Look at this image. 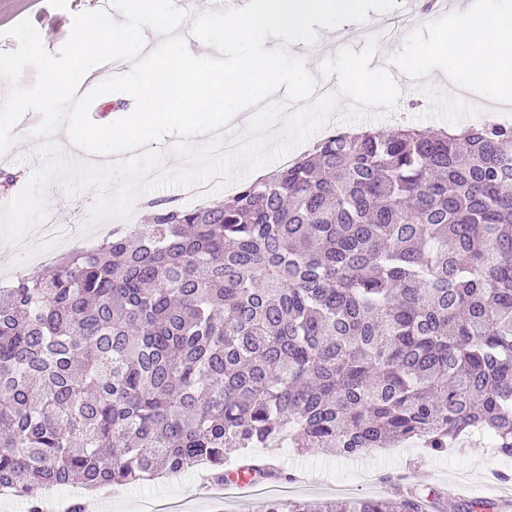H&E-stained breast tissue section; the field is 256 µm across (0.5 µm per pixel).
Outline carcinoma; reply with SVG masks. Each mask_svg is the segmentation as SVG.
<instances>
[{
  "instance_id": "cac0c4a2",
  "label": "carcinoma",
  "mask_w": 512,
  "mask_h": 512,
  "mask_svg": "<svg viewBox=\"0 0 512 512\" xmlns=\"http://www.w3.org/2000/svg\"><path fill=\"white\" fill-rule=\"evenodd\" d=\"M512 457V125L339 132L0 287V487L474 433ZM417 491L289 512H430Z\"/></svg>"
}]
</instances>
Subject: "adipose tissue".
<instances>
[{"mask_svg": "<svg viewBox=\"0 0 512 512\" xmlns=\"http://www.w3.org/2000/svg\"><path fill=\"white\" fill-rule=\"evenodd\" d=\"M127 8L129 21L106 18L93 39L75 33L77 56L92 53L104 64L120 60L136 39L133 21L137 18L155 29H164V16L155 0H128ZM433 56L446 59L456 70L477 72L478 83L486 86L495 98L512 97V11L502 12L492 4L479 13L464 7L453 10L438 41L410 56L407 65L430 71L429 59Z\"/></svg>", "mask_w": 512, "mask_h": 512, "instance_id": "adipose-tissue-1", "label": "adipose tissue"}]
</instances>
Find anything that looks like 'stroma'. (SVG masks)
Masks as SVG:
<instances>
[{
	"mask_svg": "<svg viewBox=\"0 0 512 512\" xmlns=\"http://www.w3.org/2000/svg\"><path fill=\"white\" fill-rule=\"evenodd\" d=\"M90 0H0V53L13 51L17 42L7 31L22 19H30L40 33L45 48L58 53L61 45L51 40L46 19L55 23L71 22L75 13L91 10ZM448 24L444 13L419 16L417 21L399 32L393 40L378 39V53L373 61L387 69L401 92L395 109L373 107L365 110L361 126L387 131L396 124H407L419 129L452 128L473 124L477 114L511 112V100H496L480 85L466 81L462 72L445 70L444 86L428 90L425 98L416 100L408 93L412 83H425L422 73L409 70L405 58L422 45L435 40ZM39 122L36 113L24 114L13 133L15 140L7 153L0 155V172L13 175L32 173L42 168L45 156L38 151V141L32 135ZM45 193L52 201L51 212L59 225L70 227L67 241L50 243L37 230H30L23 239L22 248L13 250L8 262L0 261V284L11 283L21 272H35L42 265L98 242L102 224L91 221L94 195L85 189H67L57 182L49 183ZM226 186L213 180L203 193H194L180 186L149 190L156 201H169L186 208L223 200ZM252 457L270 462L279 477L289 478V501L325 502L381 497L391 494V482L417 491L441 493L442 512H464L466 500L499 501L512 492V481H500L502 471L512 473V458L493 455L475 447L465 438L454 448L435 453L411 442L383 453L376 449L355 458L301 448H254ZM200 468H192L186 477L166 476L152 481H141L113 490L104 512H143L142 502L152 497L172 502L192 501V512H263L264 497L241 496L229 492L227 499L198 498L197 488L188 484L190 478L200 475Z\"/></svg>",
	"mask_w": 512,
	"mask_h": 512,
	"instance_id": "35a3bbf8",
	"label": "stroma"
}]
</instances>
